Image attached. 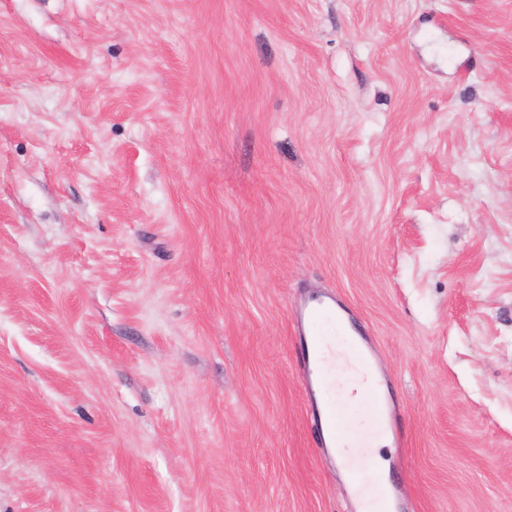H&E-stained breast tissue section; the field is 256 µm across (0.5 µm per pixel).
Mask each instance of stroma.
<instances>
[{"label": "stroma", "instance_id": "stroma-1", "mask_svg": "<svg viewBox=\"0 0 512 512\" xmlns=\"http://www.w3.org/2000/svg\"><path fill=\"white\" fill-rule=\"evenodd\" d=\"M512 512V0H0V512ZM340 316L336 308L322 300H312L303 309L300 320L296 325L298 336H307L311 348L317 354L324 337L336 333V325ZM365 373L366 371L363 370ZM367 373V382H363V375L359 374H345L344 376L340 377V381L343 385V393L344 396L349 398L352 402H357L360 399L364 398L365 396H369L371 393L370 388L368 387L369 384H373V378L372 376Z\"/></svg>", "mask_w": 512, "mask_h": 512}]
</instances>
